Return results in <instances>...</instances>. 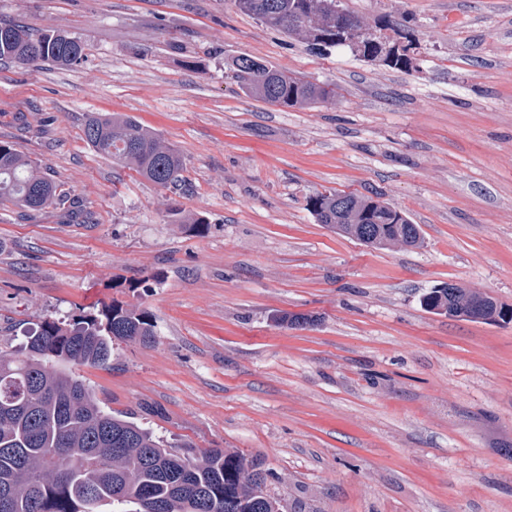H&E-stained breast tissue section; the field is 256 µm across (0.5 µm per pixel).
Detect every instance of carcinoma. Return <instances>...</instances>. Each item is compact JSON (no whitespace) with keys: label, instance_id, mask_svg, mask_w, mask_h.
I'll list each match as a JSON object with an SVG mask.
<instances>
[{"label":"carcinoma","instance_id":"carcinoma-1","mask_svg":"<svg viewBox=\"0 0 512 512\" xmlns=\"http://www.w3.org/2000/svg\"><path fill=\"white\" fill-rule=\"evenodd\" d=\"M262 25L316 44L336 46V23L353 17L339 0H234ZM87 56L76 37L54 30L34 33L0 21V64L49 63L70 67ZM229 68L250 96L284 108L312 107L336 95L270 67L250 56ZM83 136L92 150L160 187L185 185L181 154L134 117L89 112ZM70 200L69 192L45 177L38 164L0 142V204L36 212ZM309 207L321 224L337 233L371 238L374 248L413 249L422 243L419 225L402 211L372 196L353 192L318 193ZM427 309L441 308L466 319L479 310L485 322L512 319L479 292L460 286L432 288ZM149 311L136 305H103L100 314L68 323L45 319L26 331L13 351L0 350V512H97L133 504V512H281V502L263 492V462L238 450H171L164 438L122 412L106 411L75 367L107 369L112 341L154 342Z\"/></svg>","mask_w":512,"mask_h":512}]
</instances>
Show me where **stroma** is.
I'll list each match as a JSON object with an SVG mask.
<instances>
[{
    "mask_svg": "<svg viewBox=\"0 0 512 512\" xmlns=\"http://www.w3.org/2000/svg\"><path fill=\"white\" fill-rule=\"evenodd\" d=\"M341 3L412 32L409 68L316 53L233 0H0L1 21L89 46L68 69L0 65V140L92 215L0 205V349L137 305L153 343L114 341L86 384L170 442L262 460L283 512H512V322L422 303L453 282L512 307V0ZM240 55L336 95L266 104L232 78ZM89 112L153 128L186 189L94 153ZM328 190L380 193L420 247L336 234L307 206Z\"/></svg>",
    "mask_w": 512,
    "mask_h": 512,
    "instance_id": "35a3bbf8",
    "label": "stroma"
}]
</instances>
